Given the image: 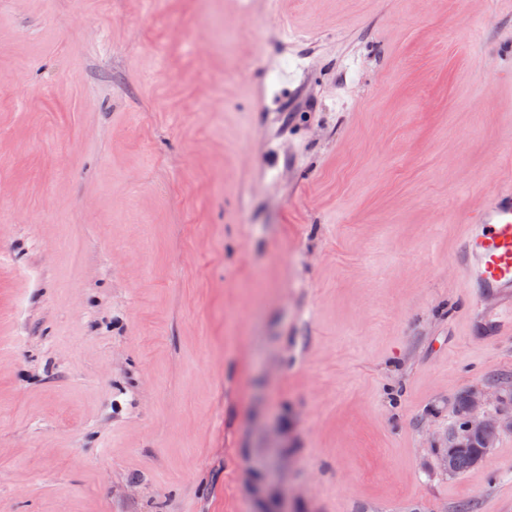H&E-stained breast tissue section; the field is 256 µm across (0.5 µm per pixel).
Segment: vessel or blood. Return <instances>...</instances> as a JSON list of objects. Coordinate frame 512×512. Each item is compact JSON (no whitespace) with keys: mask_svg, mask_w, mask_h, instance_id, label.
<instances>
[{"mask_svg":"<svg viewBox=\"0 0 512 512\" xmlns=\"http://www.w3.org/2000/svg\"><path fill=\"white\" fill-rule=\"evenodd\" d=\"M467 287L499 296L512 292V188L499 189L473 219L453 258Z\"/></svg>","mask_w":512,"mask_h":512,"instance_id":"b4317fda","label":"vessel or blood"}]
</instances>
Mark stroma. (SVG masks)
I'll list each match as a JSON object with an SVG mask.
<instances>
[{
    "label": "stroma",
    "instance_id": "obj_1",
    "mask_svg": "<svg viewBox=\"0 0 512 512\" xmlns=\"http://www.w3.org/2000/svg\"><path fill=\"white\" fill-rule=\"evenodd\" d=\"M512 0H0V512H512ZM473 230L463 240L453 261L467 288L511 297L512 188L499 189L473 219ZM468 416L467 430L469 433L478 434L482 441L466 433L464 427L466 424V394L460 395L454 406L456 416L459 421L458 431L455 435L448 436V448H443L440 456L442 466L445 464L448 473L459 474L466 472L474 467L485 455L487 448H492L500 431L512 430V414L503 419H494L485 412L487 406L493 401H499L498 392H492L488 389L474 388L468 391ZM484 444V445H483ZM487 447V448H484Z\"/></svg>",
    "mask_w": 512,
    "mask_h": 512
}]
</instances>
